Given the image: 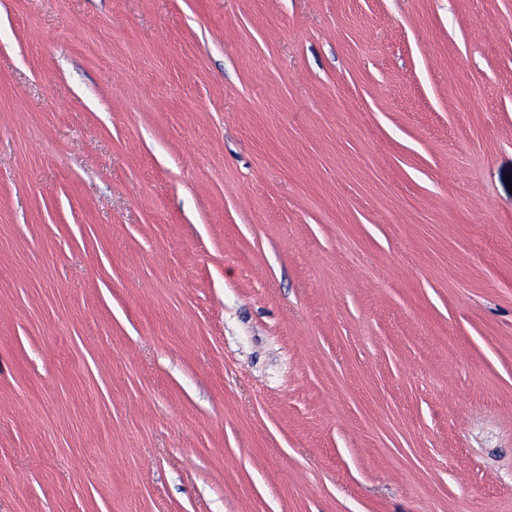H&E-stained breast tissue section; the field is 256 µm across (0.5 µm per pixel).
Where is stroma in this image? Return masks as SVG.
Instances as JSON below:
<instances>
[{
	"label": "stroma",
	"instance_id": "1",
	"mask_svg": "<svg viewBox=\"0 0 512 512\" xmlns=\"http://www.w3.org/2000/svg\"><path fill=\"white\" fill-rule=\"evenodd\" d=\"M512 0H0V512H512Z\"/></svg>",
	"mask_w": 512,
	"mask_h": 512
}]
</instances>
